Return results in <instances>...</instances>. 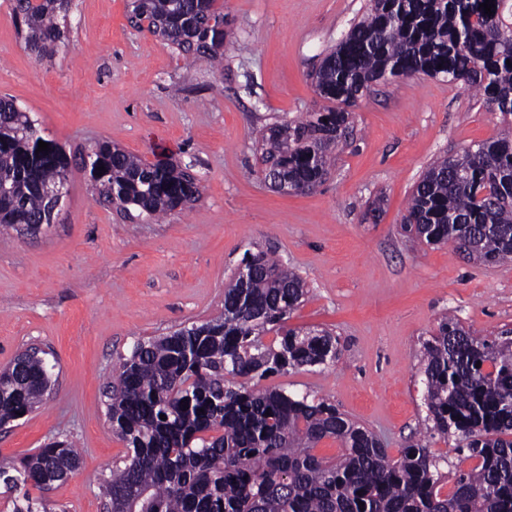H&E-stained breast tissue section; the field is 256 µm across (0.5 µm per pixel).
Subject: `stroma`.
<instances>
[{"mask_svg": "<svg viewBox=\"0 0 512 512\" xmlns=\"http://www.w3.org/2000/svg\"><path fill=\"white\" fill-rule=\"evenodd\" d=\"M367 4L224 0L230 34L213 73L133 29L126 0H73L68 46L37 59L11 0H0V96L70 159L52 226L0 234V367L35 344L59 371L53 393L0 433V458L56 438L76 445V473L43 493L52 512H103L98 485L126 454L104 397L119 358L140 339L216 315L245 250L274 252L306 279L291 326L340 341L335 363L270 385L331 401L394 458L429 425L418 359L438 318L454 315L477 336L512 328V263L482 265L400 228L431 163L498 135L486 97L423 74L376 83L318 188L282 194L259 173L257 131L325 107L312 74ZM101 140L189 166L200 199L160 222L96 203L79 152ZM379 197L380 220L365 221Z\"/></svg>", "mask_w": 512, "mask_h": 512, "instance_id": "1", "label": "stroma"}]
</instances>
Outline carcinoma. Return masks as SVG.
Here are the masks:
<instances>
[{"mask_svg": "<svg viewBox=\"0 0 512 512\" xmlns=\"http://www.w3.org/2000/svg\"><path fill=\"white\" fill-rule=\"evenodd\" d=\"M19 34L39 59L66 44L70 0H12ZM371 0L369 11L314 73L328 102L320 112L258 131L265 178L278 191L304 192L328 172L336 132L370 84L425 74L462 82L497 108L500 134L430 165L415 184L401 229L428 245L452 243L484 264L512 262V0ZM128 19L175 49L190 66L218 71L228 20L216 0H128ZM29 113L0 96V226L51 224L50 193L70 160ZM81 160L95 199L125 214L160 219L201 196L187 170L146 165L102 140ZM105 167L101 172L98 167ZM246 284L232 278L220 313L139 340L122 358L107 416L127 455L99 486L112 512H512V331L475 337L443 314L422 342L420 372L431 431L455 437L474 465L446 475L430 443L411 440L399 457L336 405L260 386L272 376L336 359L326 330L287 326L305 300V280L268 253H245ZM276 338L265 342L266 335ZM47 352L0 369V426L35 409L55 386ZM187 400L183 409L181 400ZM166 419H160V415ZM339 444L334 462L313 453ZM79 467L66 440L0 462L12 512H48L30 489L45 490ZM364 506H359V503Z\"/></svg>", "mask_w": 512, "mask_h": 512, "instance_id": "obj_1", "label": "carcinoma"}]
</instances>
